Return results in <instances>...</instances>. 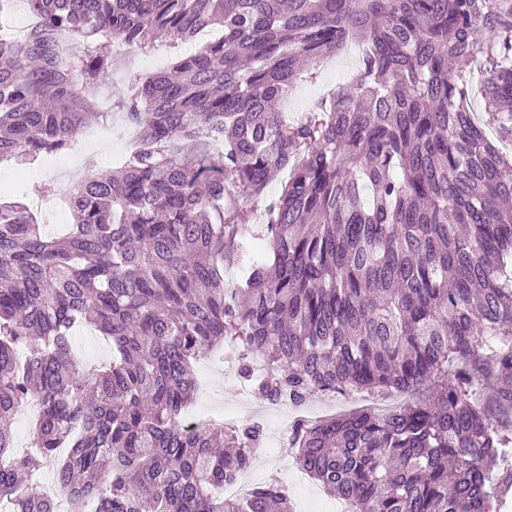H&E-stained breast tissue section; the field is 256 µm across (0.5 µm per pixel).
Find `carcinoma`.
<instances>
[{
  "instance_id": "cac0c4a2",
  "label": "carcinoma",
  "mask_w": 512,
  "mask_h": 512,
  "mask_svg": "<svg viewBox=\"0 0 512 512\" xmlns=\"http://www.w3.org/2000/svg\"><path fill=\"white\" fill-rule=\"evenodd\" d=\"M0 39V160L81 133L106 46L222 35L135 84L137 145L92 170L62 236L0 203V498L15 512H291L277 485L225 499L263 427L190 429L193 364L226 343L262 398L429 395L292 430L301 468L352 512H486L512 488V0H27ZM80 41L83 52L70 53ZM355 75L297 121L275 110L320 61ZM487 73L482 119L473 70ZM288 173L263 223L243 203ZM266 241L256 255L251 240ZM238 266L228 284L220 266ZM112 359L79 366L75 333ZM54 470L61 497L32 481ZM34 17L23 0H14L11 12L0 23V35L22 36L32 24Z\"/></svg>"
}]
</instances>
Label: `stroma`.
Wrapping results in <instances>:
<instances>
[{
	"instance_id": "stroma-1",
	"label": "stroma",
	"mask_w": 512,
	"mask_h": 512,
	"mask_svg": "<svg viewBox=\"0 0 512 512\" xmlns=\"http://www.w3.org/2000/svg\"><path fill=\"white\" fill-rule=\"evenodd\" d=\"M216 34V29L210 28L190 40L120 51L110 76L98 89L95 108L84 131L68 149L31 165L0 161V199H23L38 219L47 222L49 232L61 233L71 221L66 195L84 177L90 164H97L102 171L119 168L134 145L123 104L128 87L155 70L169 67L178 58L195 53ZM357 58V53L351 51L339 54L330 66L321 68L315 83L299 84L281 104L285 117H299L336 83L347 79L356 68ZM241 366L236 348L225 349L223 362L197 361L194 374L198 391L191 411L226 409L224 424L228 427L259 419L267 447L257 455L255 471L265 481L297 472L295 451L287 446L289 433L281 420L263 416L267 403L259 396H252L247 403L242 401L235 376Z\"/></svg>"
}]
</instances>
